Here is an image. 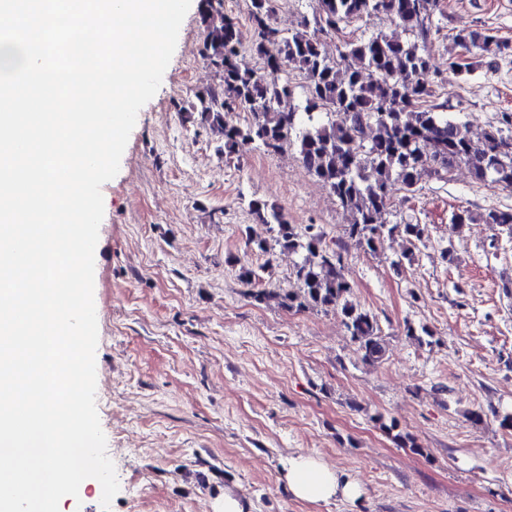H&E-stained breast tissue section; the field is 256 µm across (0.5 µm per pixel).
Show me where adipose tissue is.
<instances>
[{
  "instance_id": "1",
  "label": "adipose tissue",
  "mask_w": 512,
  "mask_h": 512,
  "mask_svg": "<svg viewBox=\"0 0 512 512\" xmlns=\"http://www.w3.org/2000/svg\"><path fill=\"white\" fill-rule=\"evenodd\" d=\"M285 481L292 496L310 503L353 499L359 494L356 483L312 455L289 457Z\"/></svg>"
}]
</instances>
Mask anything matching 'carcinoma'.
I'll list each match as a JSON object with an SVG mask.
<instances>
[{
    "mask_svg": "<svg viewBox=\"0 0 512 512\" xmlns=\"http://www.w3.org/2000/svg\"><path fill=\"white\" fill-rule=\"evenodd\" d=\"M274 2L251 0L255 38L247 44L239 23L224 15V0H203L200 54L221 72L222 84L196 94L194 122L221 136L224 155L251 145L268 152L295 146L305 169L350 214L348 237L367 253L377 252L395 235L422 237L420 224H381L377 218L395 188L413 193L425 174L446 180L465 164L475 180L512 189V113H501L476 148L465 125L434 103L424 80L430 70L425 45L442 28L415 6L417 0H318L304 29L288 33L271 22ZM380 14L394 18L412 39L338 36ZM328 38L338 40L334 58L325 49ZM453 41L463 49L483 41L491 45L492 55L509 48L478 31L459 32ZM246 51L261 61V68L241 65ZM291 70L305 79L302 106L294 103ZM232 112H246L249 118L234 123L227 119ZM249 209L282 249L302 256L293 271L297 289L258 288L249 297L288 310L336 311L363 360L382 361L386 343L377 320L347 299L351 284L342 256L326 244L320 228L309 224L299 232L281 207L267 200H252ZM477 220L512 235V210L479 216L466 211L454 218L458 228ZM372 420L398 447L422 453L395 420L382 415Z\"/></svg>",
    "mask_w": 512,
    "mask_h": 512,
    "instance_id": "cac0c4a2",
    "label": "carcinoma"
}]
</instances>
